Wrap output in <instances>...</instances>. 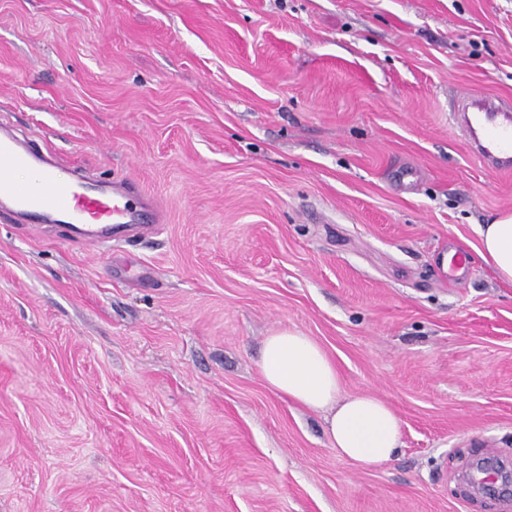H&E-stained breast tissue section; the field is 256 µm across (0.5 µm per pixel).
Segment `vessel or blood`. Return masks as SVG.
<instances>
[{
    "label": "vessel or blood",
    "mask_w": 512,
    "mask_h": 512,
    "mask_svg": "<svg viewBox=\"0 0 512 512\" xmlns=\"http://www.w3.org/2000/svg\"><path fill=\"white\" fill-rule=\"evenodd\" d=\"M451 120L489 168L512 171V101L471 94L451 105ZM20 222L80 227V241L103 247L161 221L153 197L126 179L78 178L39 144L0 132V211Z\"/></svg>",
    "instance_id": "b4317fda"
}]
</instances>
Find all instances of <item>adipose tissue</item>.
I'll list each match as a JSON object with an SVG mask.
<instances>
[{"label": "adipose tissue", "instance_id": "ef3b65f1", "mask_svg": "<svg viewBox=\"0 0 512 512\" xmlns=\"http://www.w3.org/2000/svg\"><path fill=\"white\" fill-rule=\"evenodd\" d=\"M479 256L496 277L512 284V212L479 225ZM262 374L274 391L314 411L326 412V433L339 453L362 466L391 460L400 447V421L373 395H340L335 362L311 337L283 329L267 336Z\"/></svg>", "mask_w": 512, "mask_h": 512}]
</instances>
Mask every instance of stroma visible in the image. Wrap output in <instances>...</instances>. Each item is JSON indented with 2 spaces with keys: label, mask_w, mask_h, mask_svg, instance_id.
Returning a JSON list of instances; mask_svg holds the SVG:
<instances>
[{
  "label": "stroma",
  "mask_w": 512,
  "mask_h": 512,
  "mask_svg": "<svg viewBox=\"0 0 512 512\" xmlns=\"http://www.w3.org/2000/svg\"><path fill=\"white\" fill-rule=\"evenodd\" d=\"M471 92L512 98V0H0V123L164 213L107 253L0 217V512H512L462 478L512 460ZM284 328L395 411L391 461L267 385Z\"/></svg>",
  "instance_id": "1"
}]
</instances>
